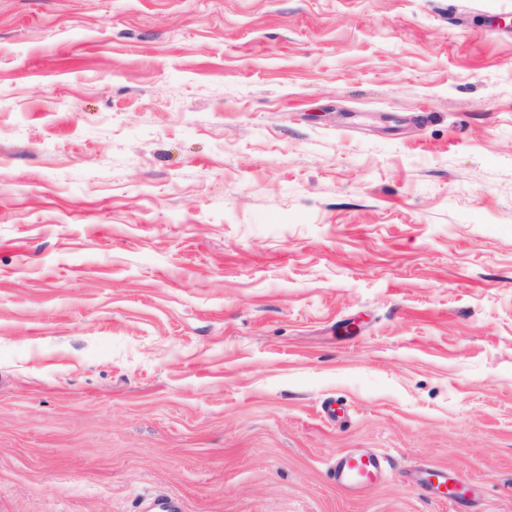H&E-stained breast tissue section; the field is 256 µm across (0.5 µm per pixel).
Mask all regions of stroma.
Here are the masks:
<instances>
[{
	"instance_id": "stroma-1",
	"label": "stroma",
	"mask_w": 512,
	"mask_h": 512,
	"mask_svg": "<svg viewBox=\"0 0 512 512\" xmlns=\"http://www.w3.org/2000/svg\"><path fill=\"white\" fill-rule=\"evenodd\" d=\"M0 512H512V0H0ZM385 457L375 453H350L336 458V486L346 493H358L374 485L380 478Z\"/></svg>"
}]
</instances>
